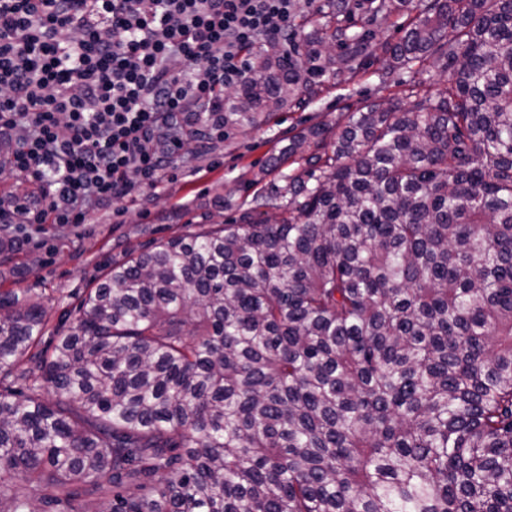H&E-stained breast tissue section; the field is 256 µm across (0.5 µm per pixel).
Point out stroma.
Wrapping results in <instances>:
<instances>
[{
    "mask_svg": "<svg viewBox=\"0 0 512 512\" xmlns=\"http://www.w3.org/2000/svg\"><path fill=\"white\" fill-rule=\"evenodd\" d=\"M449 72L426 65L419 75L385 71L372 59L349 82L326 80L320 97L284 109L259 130L204 144L181 145L157 191L114 202L87 224H29L14 232V252L0 254V289L40 297L49 328L102 279L113 262L157 241L238 219L252 198L267 193L292 161L277 156L290 136L333 122L337 113L378 99H404L412 82L435 94Z\"/></svg>",
    "mask_w": 512,
    "mask_h": 512,
    "instance_id": "35a3bbf8",
    "label": "stroma"
}]
</instances>
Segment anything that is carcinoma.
Returning <instances> with one entry per match:
<instances>
[{
  "label": "carcinoma",
  "mask_w": 512,
  "mask_h": 512,
  "mask_svg": "<svg viewBox=\"0 0 512 512\" xmlns=\"http://www.w3.org/2000/svg\"><path fill=\"white\" fill-rule=\"evenodd\" d=\"M298 19L249 53L224 137L376 47L448 87L289 138L297 170L112 264L73 326L0 289V512H512V0Z\"/></svg>",
  "instance_id": "obj_1"
}]
</instances>
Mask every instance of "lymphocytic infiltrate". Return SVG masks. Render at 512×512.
<instances>
[{"instance_id":"obj_1","label":"lymphocytic infiltrate","mask_w":512,"mask_h":512,"mask_svg":"<svg viewBox=\"0 0 512 512\" xmlns=\"http://www.w3.org/2000/svg\"><path fill=\"white\" fill-rule=\"evenodd\" d=\"M298 0H0L1 224H86L158 189L186 131L224 136L240 52L287 42Z\"/></svg>"}]
</instances>
